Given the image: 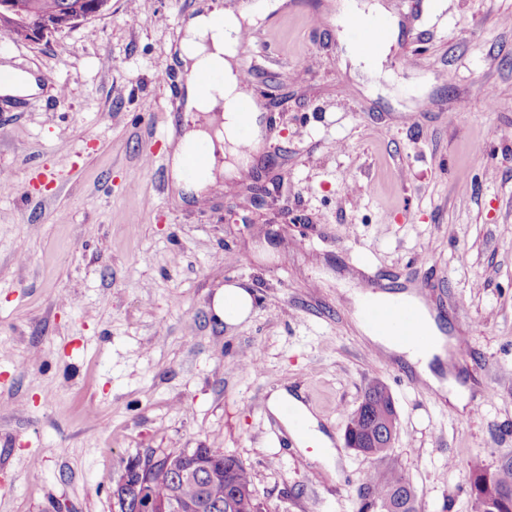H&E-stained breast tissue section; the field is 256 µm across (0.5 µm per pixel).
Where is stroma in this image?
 Returning a JSON list of instances; mask_svg holds the SVG:
<instances>
[{"mask_svg": "<svg viewBox=\"0 0 512 512\" xmlns=\"http://www.w3.org/2000/svg\"><path fill=\"white\" fill-rule=\"evenodd\" d=\"M365 2L285 0L258 22L242 65L263 149L202 204L168 166L170 59L202 0H111L40 43L0 40V63L41 86L0 97V512H112L129 459L180 448L237 457L267 512H356L381 463L344 433L375 381L418 512H475L471 466L512 463V0H377L393 35L370 78L341 35ZM44 170L55 184L21 197L14 179ZM366 275L467 336L453 369L480 412L369 356L350 298ZM230 283L254 297L233 330L213 311ZM280 387L330 432L338 477L279 434Z\"/></svg>", "mask_w": 512, "mask_h": 512, "instance_id": "35a3bbf8", "label": "stroma"}]
</instances>
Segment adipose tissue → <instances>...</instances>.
Returning <instances> with one entry per match:
<instances>
[{
	"instance_id": "obj_1",
	"label": "adipose tissue",
	"mask_w": 512,
	"mask_h": 512,
	"mask_svg": "<svg viewBox=\"0 0 512 512\" xmlns=\"http://www.w3.org/2000/svg\"><path fill=\"white\" fill-rule=\"evenodd\" d=\"M279 7V0H266L259 11L249 7L233 10L218 7L211 0L201 11L191 15L181 29L177 54L179 69L191 75L214 72L220 76L219 82L208 93H200L191 82L185 88V112L205 115L204 121L184 125L171 153L173 186L190 197L201 198L217 188L224 179L235 177V170L231 164L224 162L223 157L236 155L241 128L249 129L253 144L261 142L257 112L240 109L241 102L248 99L249 93L241 78L237 35L242 29L254 26L263 14L274 12ZM203 142L216 148L220 158L207 164L195 179H186V160ZM407 298L423 315L427 344L413 346L367 325L362 328L363 334L386 352L404 356L421 379L447 397L453 405L465 407L469 400L465 387L455 379H445L439 374L449 358L451 339L439 329L424 298L413 292L408 293ZM253 304L251 290L229 284L216 294L213 309L216 316L231 328L247 319ZM287 404L293 406L304 422L303 432L293 433V440L299 448H313L325 469L329 473H336L339 453L310 410L283 388L274 391L267 402L269 411L276 416L281 415L283 406Z\"/></svg>"
}]
</instances>
